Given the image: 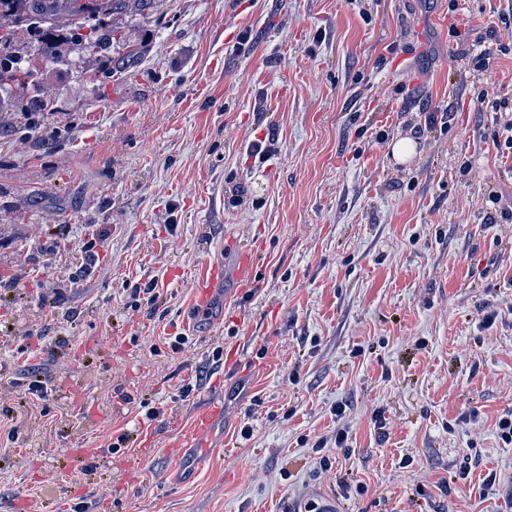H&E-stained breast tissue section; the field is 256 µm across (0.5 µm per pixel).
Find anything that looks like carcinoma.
Instances as JSON below:
<instances>
[{"instance_id":"carcinoma-1","label":"carcinoma","mask_w":512,"mask_h":512,"mask_svg":"<svg viewBox=\"0 0 512 512\" xmlns=\"http://www.w3.org/2000/svg\"><path fill=\"white\" fill-rule=\"evenodd\" d=\"M151 0H0V22H8L19 33L0 38V93L10 107L16 102L10 90L36 83L40 72L29 66L28 47L59 67L69 68L77 60L105 56L119 40L114 20L129 13H141ZM97 36L85 40L81 30L87 23Z\"/></svg>"}]
</instances>
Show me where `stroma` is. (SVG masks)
I'll list each match as a JSON object with an SVG mask.
<instances>
[{"label": "stroma", "instance_id": "stroma-1", "mask_svg": "<svg viewBox=\"0 0 512 512\" xmlns=\"http://www.w3.org/2000/svg\"><path fill=\"white\" fill-rule=\"evenodd\" d=\"M111 55L54 85L61 136L0 129V512H498L512 0H152ZM245 247L254 288L186 324L198 270ZM212 385L224 411L174 477Z\"/></svg>", "mask_w": 512, "mask_h": 512}]
</instances>
